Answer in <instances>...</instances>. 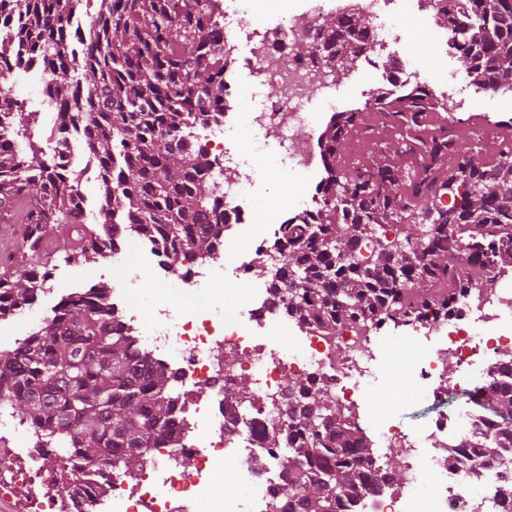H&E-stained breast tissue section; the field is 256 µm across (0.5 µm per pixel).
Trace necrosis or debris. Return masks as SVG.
I'll return each instance as SVG.
<instances>
[{"label":"necrosis or debris","instance_id":"obj_1","mask_svg":"<svg viewBox=\"0 0 512 512\" xmlns=\"http://www.w3.org/2000/svg\"><path fill=\"white\" fill-rule=\"evenodd\" d=\"M219 0L217 31L227 51L251 46L249 70L269 90L268 105L257 112H235L232 104L246 87L232 70L224 72V121L194 126L218 163L213 169L227 228L248 234L250 258L225 252L218 268L203 262H170L161 243L143 241L138 263L127 258L128 240L106 237L112 257L103 278L111 284L108 302L116 320L132 335L136 346L156 364L172 372V392L180 441L173 448H150L143 466L134 472L113 466L103 472L76 453L30 446L31 430L17 417L0 412V441L13 443L17 464L0 474V494L18 487L62 480L61 494H43L30 502V512H250L254 502L272 505L285 477L288 451L269 448L267 433L286 428L279 407L288 400V383L314 382L344 413L365 401L383 371L399 372V363L381 355L376 329L343 328L336 335L294 327L285 312L286 298L273 284L287 256L272 251L263 235L252 232L251 189L265 162L244 159L229 141L240 128H270L278 137L277 160L293 171H313L321 162L324 129L312 103L333 101L347 82L345 71L312 62L315 42L324 40L325 16L349 7L373 18L375 36H382L390 8L398 0ZM76 70L61 71L46 62L25 60L14 47L0 62V92H10L18 80L48 88L60 80H75ZM49 153L58 159L79 191L81 223H99L107 204L89 199L80 188L97 165L83 130L52 129ZM158 272L163 286L139 296L137 285L149 272ZM236 288L224 293L225 280ZM404 335L423 345L424 353L410 366L411 391L436 403L423 433H408L401 424L378 418L371 462H406L399 472L400 489L381 485L359 500L340 499L336 512H502L490 490L512 481V458L489 461L475 451L484 435L499 431L494 418L478 406L485 399L490 375L508 376L498 357L512 348V280L497 274L481 290L468 293L456 312L429 314L409 321ZM252 391H244L242 380ZM462 399L449 404L450 393ZM235 407L227 422L224 412ZM268 460L265 470L252 466L255 456ZM231 474L233 491L217 494L216 485ZM442 492L432 495L429 485Z\"/></svg>","mask_w":512,"mask_h":512}]
</instances>
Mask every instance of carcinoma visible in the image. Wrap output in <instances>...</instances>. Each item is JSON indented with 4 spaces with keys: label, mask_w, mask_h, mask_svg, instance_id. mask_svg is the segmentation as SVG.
<instances>
[{
    "label": "carcinoma",
    "mask_w": 512,
    "mask_h": 512,
    "mask_svg": "<svg viewBox=\"0 0 512 512\" xmlns=\"http://www.w3.org/2000/svg\"><path fill=\"white\" fill-rule=\"evenodd\" d=\"M97 0L85 13L88 40L71 47V18L79 0H0V13L16 14L11 40L26 54L81 81H60L49 93L64 102L57 126L77 123L88 134L111 223L125 213L128 230L159 241L174 263L216 259L224 251V212L210 171L215 161L188 138L196 123L224 111V39L206 35L218 26L213 0ZM448 31L451 46L476 86L512 91V0H427ZM332 41L312 60L351 63L371 47L370 20L348 13L323 20ZM372 105L409 135L420 151V174L390 167L348 171L338 158L348 140L368 134L362 113L342 112L323 135L327 173L317 213L284 225L276 248L288 265L274 288L288 290L286 311L326 336L343 327L384 319L395 326L428 312L448 315L475 289L512 265V146L493 164L462 151L441 131L424 137L425 114L435 108L425 86L399 99L382 91ZM16 121L27 142L18 153L0 151V216L22 226L21 248L40 256L0 272V316L35 302L37 274L50 271L45 241L58 226L70 247L62 260L90 263L106 251L99 231L76 222L66 173L27 135L31 113L0 94V117ZM448 195V207L436 205ZM405 221L394 237L380 232L393 218ZM361 240L370 255L351 260L346 249ZM109 285L88 300L70 296L20 346L0 353V406L10 409L50 448L73 449L98 468L143 463V449L175 447L178 431L171 392L174 377L153 366L112 316ZM284 416L288 436L268 433L265 443H288V477L277 489V512H336L342 497L357 500L379 483L397 481L368 462L363 431L320 387L288 383ZM479 406L504 424L478 447L501 459L512 450V381L490 383Z\"/></svg>",
    "instance_id": "obj_1"
}]
</instances>
